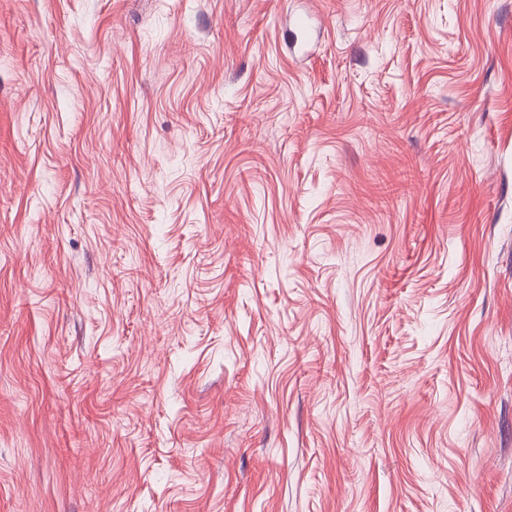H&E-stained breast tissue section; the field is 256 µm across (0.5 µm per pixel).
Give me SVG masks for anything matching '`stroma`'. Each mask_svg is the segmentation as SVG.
Masks as SVG:
<instances>
[{
    "instance_id": "stroma-1",
    "label": "stroma",
    "mask_w": 512,
    "mask_h": 512,
    "mask_svg": "<svg viewBox=\"0 0 512 512\" xmlns=\"http://www.w3.org/2000/svg\"><path fill=\"white\" fill-rule=\"evenodd\" d=\"M0 512H512V0H0Z\"/></svg>"
}]
</instances>
